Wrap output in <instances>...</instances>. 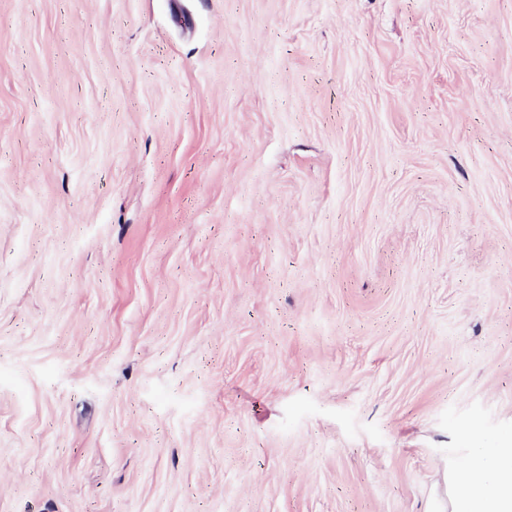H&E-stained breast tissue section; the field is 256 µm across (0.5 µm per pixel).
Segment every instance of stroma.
Here are the masks:
<instances>
[{
    "instance_id": "1",
    "label": "stroma",
    "mask_w": 512,
    "mask_h": 512,
    "mask_svg": "<svg viewBox=\"0 0 512 512\" xmlns=\"http://www.w3.org/2000/svg\"><path fill=\"white\" fill-rule=\"evenodd\" d=\"M512 448V0H0V512H448Z\"/></svg>"
}]
</instances>
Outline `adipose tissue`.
<instances>
[{
    "mask_svg": "<svg viewBox=\"0 0 512 512\" xmlns=\"http://www.w3.org/2000/svg\"><path fill=\"white\" fill-rule=\"evenodd\" d=\"M450 487V512H512V448L469 449Z\"/></svg>",
    "mask_w": 512,
    "mask_h": 512,
    "instance_id": "obj_1",
    "label": "adipose tissue"
}]
</instances>
